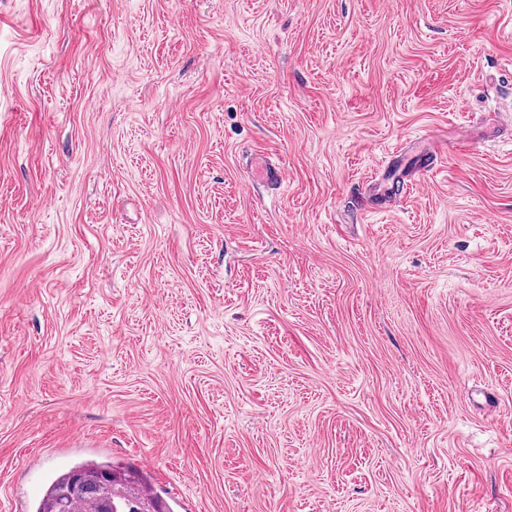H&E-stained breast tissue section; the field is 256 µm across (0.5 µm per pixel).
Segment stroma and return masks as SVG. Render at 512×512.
I'll return each mask as SVG.
<instances>
[{"mask_svg":"<svg viewBox=\"0 0 512 512\" xmlns=\"http://www.w3.org/2000/svg\"><path fill=\"white\" fill-rule=\"evenodd\" d=\"M100 457L512 512V0H0V512ZM251 178L255 181H268L282 184L285 178L284 172L270 165L264 155H256L249 166Z\"/></svg>","mask_w":512,"mask_h":512,"instance_id":"stroma-1","label":"stroma"}]
</instances>
